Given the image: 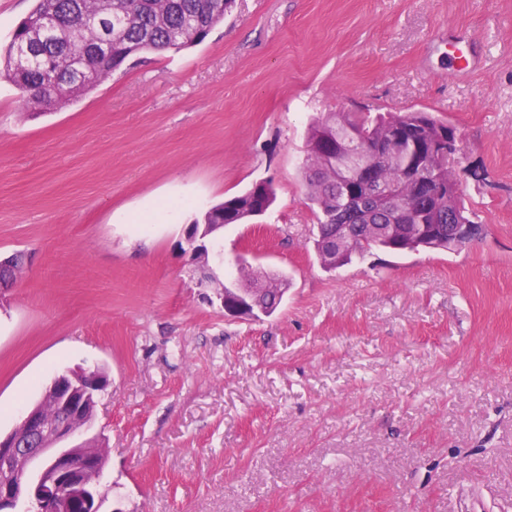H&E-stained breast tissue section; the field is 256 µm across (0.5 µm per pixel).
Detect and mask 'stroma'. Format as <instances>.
Wrapping results in <instances>:
<instances>
[{"mask_svg":"<svg viewBox=\"0 0 512 512\" xmlns=\"http://www.w3.org/2000/svg\"><path fill=\"white\" fill-rule=\"evenodd\" d=\"M485 54L449 71L459 45ZM425 111L461 139L485 237L326 271L302 184L310 123ZM276 201L213 243L286 275L226 315L181 249L211 206ZM0 433L55 377L102 369L99 512H512V0H235L48 113L0 80Z\"/></svg>","mask_w":512,"mask_h":512,"instance_id":"stroma-1","label":"stroma"}]
</instances>
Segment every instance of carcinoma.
I'll list each match as a JSON object with an SVG mask.
<instances>
[{"label":"carcinoma","instance_id":"carcinoma-1","mask_svg":"<svg viewBox=\"0 0 512 512\" xmlns=\"http://www.w3.org/2000/svg\"><path fill=\"white\" fill-rule=\"evenodd\" d=\"M29 15L0 48V79L11 82L23 101L47 111L65 98L91 91L130 59L150 52L178 53L205 40L224 21L233 0H33ZM30 49L17 61L16 46ZM455 128L429 112H336L315 120L307 132L302 170L317 234L314 249L322 267L340 268L378 248L393 253L431 244L434 232L448 238L452 224H470L460 196L448 195L454 165L431 164L418 177V193L405 181V167L448 142ZM366 159L370 190L354 196L341 171L344 146ZM275 200L268 180L211 207L203 224H245ZM242 281L265 288L261 300L278 307L288 278L255 271Z\"/></svg>","mask_w":512,"mask_h":512}]
</instances>
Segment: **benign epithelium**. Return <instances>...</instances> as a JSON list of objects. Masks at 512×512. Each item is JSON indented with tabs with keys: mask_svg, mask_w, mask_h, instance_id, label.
Instances as JSON below:
<instances>
[{
	"mask_svg": "<svg viewBox=\"0 0 512 512\" xmlns=\"http://www.w3.org/2000/svg\"><path fill=\"white\" fill-rule=\"evenodd\" d=\"M219 228L218 224H190L184 231L183 251L200 270L209 266L207 249L199 241ZM217 299L236 317L271 314L257 305L258 293L252 288H226ZM92 381L90 372L58 377L46 389L57 407L54 420H45L36 405L13 431L0 435V471L15 470L25 476L21 483L13 478L0 481V512H15L25 490L39 504L62 500V512H72L75 505L82 512H97L96 486L106 459L95 455L85 442L57 448L91 423L84 411L97 405Z\"/></svg>",
	"mask_w": 512,
	"mask_h": 512,
	"instance_id": "1",
	"label": "benign epithelium"
}]
</instances>
